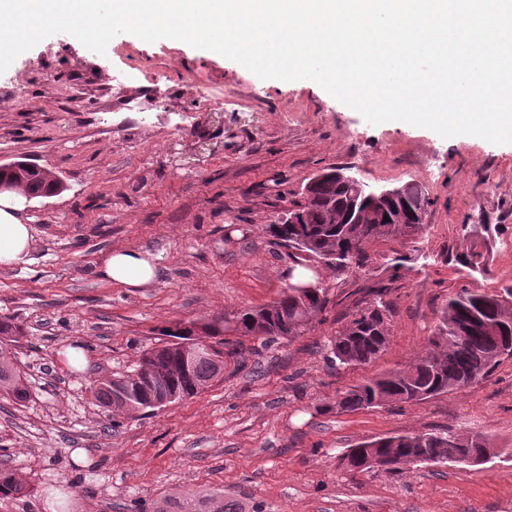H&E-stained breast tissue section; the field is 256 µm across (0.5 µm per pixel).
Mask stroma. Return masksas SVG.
Returning a JSON list of instances; mask_svg holds the SVG:
<instances>
[{
	"instance_id": "1",
	"label": "stroma",
	"mask_w": 512,
	"mask_h": 512,
	"mask_svg": "<svg viewBox=\"0 0 512 512\" xmlns=\"http://www.w3.org/2000/svg\"><path fill=\"white\" fill-rule=\"evenodd\" d=\"M150 94L156 112H114L115 94ZM50 168L67 188L33 199L30 263L0 268V316L22 325L29 389L0 397V449L35 512H152L165 497L224 495L264 512H512V359L422 403L333 411L339 394L405 368L449 297L512 287V144L371 125L317 84L261 79L177 41L115 36L105 54L67 33L0 74V163ZM347 168L374 187L412 181L426 227L369 243L364 271L318 266L328 290L310 330L268 347L243 337L196 396L133 415L99 407L90 386L133 371L161 328L209 321L279 297L295 261L268 226L302 199L305 178ZM159 256L161 278L131 290L98 270L113 250ZM389 285V342L338 368L328 345L349 294ZM83 348L73 369L66 348ZM485 435L482 465L351 472L350 448L396 433Z\"/></svg>"
}]
</instances>
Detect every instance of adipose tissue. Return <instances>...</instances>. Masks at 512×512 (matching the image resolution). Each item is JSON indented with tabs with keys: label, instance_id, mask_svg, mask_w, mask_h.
<instances>
[{
	"label": "adipose tissue",
	"instance_id": "ef3b65f1",
	"mask_svg": "<svg viewBox=\"0 0 512 512\" xmlns=\"http://www.w3.org/2000/svg\"><path fill=\"white\" fill-rule=\"evenodd\" d=\"M27 202L23 190L0 193V266L11 268L28 263L34 244V229L22 212ZM102 279L128 288H143L160 279L158 258L144 249L113 252L100 268Z\"/></svg>",
	"mask_w": 512,
	"mask_h": 512
}]
</instances>
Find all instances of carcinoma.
Masks as SVG:
<instances>
[{
    "mask_svg": "<svg viewBox=\"0 0 512 512\" xmlns=\"http://www.w3.org/2000/svg\"><path fill=\"white\" fill-rule=\"evenodd\" d=\"M28 190L41 197L61 189L38 170L27 172ZM408 203H413L426 217L429 197L416 183L406 186ZM351 190L336 180V170L328 169L308 180L303 188V202L289 213L300 217L301 223L289 224L280 218L268 226L271 236L288 247L316 258L338 272L355 266H367L366 245L378 239L406 237L423 229L424 223L401 224L409 218L404 203L388 207L390 220L382 213L365 207L351 209ZM297 295L289 287L275 301L261 306L226 312L208 322H181L162 330L169 340L147 350L139 365L160 367L164 375L138 381L123 374L114 377L121 390L129 391L141 409L152 408V398L160 392H177L185 399L196 395L203 384L217 378L218 365L224 355L240 347V342L226 335L240 332L266 346L284 337L303 335L312 317L327 303V289L319 281L309 283ZM391 288L378 285L355 294L350 301L347 322L330 339L331 362L339 367L367 364L375 360L388 344V314L391 313ZM212 340L211 352L197 357L183 368V347L198 334ZM23 336V329L9 317H0V388L22 403L29 393L21 371L15 365L14 343ZM429 347L414 363L368 379L349 388L336 398V411L374 407L388 402L419 403L454 390L464 389L486 378L502 360L501 352L512 358V288L489 293L463 288L448 299L443 316ZM91 392L100 407L110 411L121 408L116 402L112 384L92 385ZM446 453L461 457L462 463L493 454L491 443L482 434L461 436L450 430L408 432L362 443L348 451L342 464L351 471L393 472L401 466L425 464ZM27 496L16 473L0 467V502H23ZM155 512H246L236 499L222 498L216 510L208 500L186 497L163 498Z\"/></svg>",
    "mask_w": 512,
    "mask_h": 512,
    "instance_id": "cac0c4a2",
    "label": "carcinoma"
}]
</instances>
